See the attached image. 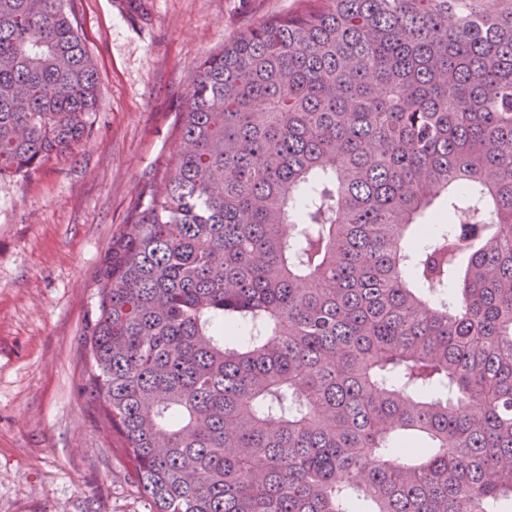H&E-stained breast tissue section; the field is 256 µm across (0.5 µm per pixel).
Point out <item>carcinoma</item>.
Listing matches in <instances>:
<instances>
[{"label": "carcinoma", "instance_id": "cac0c4a2", "mask_svg": "<svg viewBox=\"0 0 512 512\" xmlns=\"http://www.w3.org/2000/svg\"><path fill=\"white\" fill-rule=\"evenodd\" d=\"M193 67L82 390L150 512L512 505V0H297ZM65 0H0V176L91 134Z\"/></svg>", "mask_w": 512, "mask_h": 512}]
</instances>
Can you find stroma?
Returning a JSON list of instances; mask_svg holds the SVG:
<instances>
[{"label":"stroma","instance_id":"stroma-1","mask_svg":"<svg viewBox=\"0 0 512 512\" xmlns=\"http://www.w3.org/2000/svg\"><path fill=\"white\" fill-rule=\"evenodd\" d=\"M297 0H69L98 70L88 142L0 177V512H149L78 388V339L113 232L173 155L189 72Z\"/></svg>","mask_w":512,"mask_h":512}]
</instances>
